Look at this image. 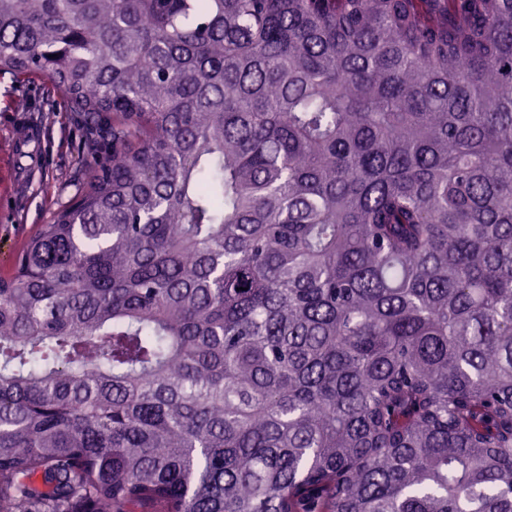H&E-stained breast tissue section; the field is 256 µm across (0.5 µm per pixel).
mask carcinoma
<instances>
[{
  "label": "carcinoma",
  "instance_id": "1",
  "mask_svg": "<svg viewBox=\"0 0 512 512\" xmlns=\"http://www.w3.org/2000/svg\"><path fill=\"white\" fill-rule=\"evenodd\" d=\"M81 180L0 275V512H512V0H0Z\"/></svg>",
  "mask_w": 512,
  "mask_h": 512
}]
</instances>
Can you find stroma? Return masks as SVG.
<instances>
[{"label": "stroma", "mask_w": 512, "mask_h": 512, "mask_svg": "<svg viewBox=\"0 0 512 512\" xmlns=\"http://www.w3.org/2000/svg\"><path fill=\"white\" fill-rule=\"evenodd\" d=\"M33 131L41 150L23 161L17 144ZM81 130L72 113L43 77L18 83L0 75V274L9 272L26 241L74 191ZM55 185L54 193L43 191Z\"/></svg>", "instance_id": "obj_1"}]
</instances>
